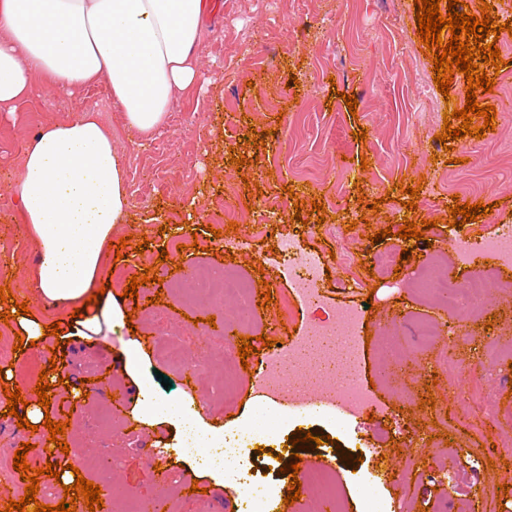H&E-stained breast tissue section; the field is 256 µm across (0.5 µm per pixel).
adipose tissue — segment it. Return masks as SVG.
<instances>
[{
	"label": "adipose tissue",
	"instance_id": "ef3b65f1",
	"mask_svg": "<svg viewBox=\"0 0 512 512\" xmlns=\"http://www.w3.org/2000/svg\"><path fill=\"white\" fill-rule=\"evenodd\" d=\"M204 7V0H0V112L31 96L38 75L68 93L103 80L128 126L153 134L197 81ZM13 193L39 247L40 293L83 301L128 202L122 158L95 111L30 140Z\"/></svg>",
	"mask_w": 512,
	"mask_h": 512
}]
</instances>
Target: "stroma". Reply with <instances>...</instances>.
Instances as JSON below:
<instances>
[{
	"label": "stroma",
	"mask_w": 512,
	"mask_h": 512,
	"mask_svg": "<svg viewBox=\"0 0 512 512\" xmlns=\"http://www.w3.org/2000/svg\"><path fill=\"white\" fill-rule=\"evenodd\" d=\"M414 0H219L208 5L202 38L195 49L198 84L179 97L167 124L148 136L130 130L114 106L105 81L66 93L43 77L38 92L20 102L15 112H0V271L16 302H27L43 324L61 322L66 338L65 361L55 375L81 386L89 397L80 406L68 399V388L54 392L52 420L71 412L65 440L69 454H57L60 465H83L98 456L111 458L109 484L131 489L140 497H156L162 490L178 491L179 512H245V489L239 481L219 482L200 472L179 454L182 438L164 414L148 410L141 394L151 382L160 403L184 401L202 432L239 435L246 446L244 465L264 477L269 487L268 512H318L321 489L313 487L298 509L283 503L290 475L281 473L278 456L293 432L304 429L317 436H333V443L315 445L305 464L319 469L322 452L368 454L383 449L379 466L347 465L337 459L329 466L345 512H362L366 498L377 497L394 512H451L452 484L467 495L468 512H484L486 504L501 502L512 512V454L504 445L512 438V401L503 393L512 383V367L496 358V350L512 343V276H504L501 290L488 295L480 323L466 311L447 314L421 284L430 246L451 255L457 242L468 243L474 268L492 266L481 249L498 225H512V111L500 110L504 89L512 85V39L500 42L505 60L491 93L480 105L497 107L495 138L470 136L443 149L437 139L443 115L434 102L448 101L463 108L466 88L452 82L442 94L434 83L431 57L420 42ZM298 84L288 87L289 77ZM356 96V112H349L344 95ZM95 109L112 136L113 148L123 157L128 205L113 241L127 239L121 260L106 258L112 296L132 310L133 329L101 330L86 338L70 324V305L45 299L34 285L38 246L15 203L11 183L20 169L27 139L46 126ZM266 132V145L254 149V131ZM366 131L365 141L355 132ZM247 158L245 166L232 157ZM368 167H361L359 157ZM421 179L415 212L401 206L404 186ZM259 183L261 196L245 191ZM241 207L232 221L238 236L248 238L247 249L227 258L214 230L227 229L225 196ZM481 199L493 204L491 215L460 227L448 223L452 200ZM322 201L328 219L294 222L296 200ZM381 200L373 212V200ZM434 221L426 240L414 244V258L402 262L399 275L375 280L363 271L376 253L401 251L404 239L385 237L373 243L372 231L400 229L405 221ZM356 228H349V221ZM168 232H161V225ZM293 239L299 253L319 256L331 274L327 304L300 305L280 268L277 248ZM148 240L144 254L135 248ZM169 260L157 264L161 251ZM184 275L204 269H225L249 283H272L270 308H255L237 336L225 337L222 325L235 317L237 303L225 297L223 307L206 300L183 304L171 275L174 262ZM262 272H255L254 262ZM158 266L162 284L139 287L137 299L123 292L131 275ZM373 304L368 322L371 335L362 352V376L372 380L377 401L371 414L348 423L347 435L332 434L321 415L284 423L274 433L257 432L253 423L264 406L249 372L228 369L225 360L238 355V336L266 333L281 320L280 346H292L291 327L333 320L337 306ZM442 323L440 339L426 344L421 329ZM16 324L0 322V367L15 368L14 380L25 399H35L37 376H24L22 366L38 361L47 368L56 340L15 351ZM149 338V347L128 345L130 335ZM178 337L186 363L202 367L208 377L225 379L232 395L222 407L187 396L179 373L168 369L158 345L160 336ZM169 386H162V379ZM127 392L126 411L137 427L116 428L102 415L110 392ZM435 396L434 407L420 409L422 396ZM7 398L0 393V448L14 457L20 443H32L26 456L31 468L46 465L38 449L48 430L18 428L5 415ZM458 451L456 469H448L449 448ZM154 449L163 469L161 478L147 476L145 449ZM200 490L188 492L187 482Z\"/></svg>",
	"instance_id": "1"
}]
</instances>
